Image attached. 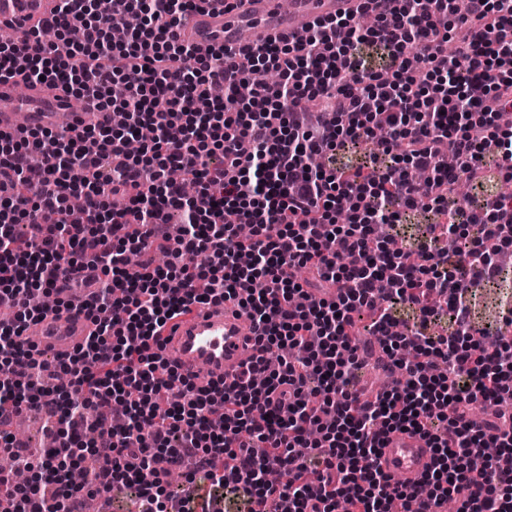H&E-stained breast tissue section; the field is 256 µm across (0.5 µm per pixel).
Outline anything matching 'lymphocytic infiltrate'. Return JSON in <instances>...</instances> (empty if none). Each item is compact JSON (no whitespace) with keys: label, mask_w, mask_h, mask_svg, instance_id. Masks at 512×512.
Returning <instances> with one entry per match:
<instances>
[{"label":"lymphocytic infiltrate","mask_w":512,"mask_h":512,"mask_svg":"<svg viewBox=\"0 0 512 512\" xmlns=\"http://www.w3.org/2000/svg\"><path fill=\"white\" fill-rule=\"evenodd\" d=\"M357 16L309 25L229 66L172 40L195 0H112L130 26L113 43L98 0H60L46 25L63 32L28 53L0 45V80L62 84L83 102L128 114L124 127L82 136L0 134V450L37 468L32 493L0 470V512H78L121 485L148 512H210L188 485L196 472L250 512H390L393 502L459 501L457 512H512V360L476 350L479 290L501 293L500 329L512 331V195L459 202L458 182L512 178V0H369ZM458 32L454 54L448 35ZM279 80L267 85L263 73ZM125 95L110 101L113 84ZM390 131L361 152L378 126ZM140 154L126 143L142 127ZM429 171L426 182L403 168ZM180 170L195 187L170 182ZM434 211L414 250L375 237L417 205ZM183 222L170 231L172 212ZM24 232H17V225ZM125 230L116 236L115 227ZM166 253L129 270L127 252ZM332 280L335 298L308 296L297 269ZM92 287L82 304L96 329L68 357L46 361L21 336L38 310L30 292ZM237 299L258 355L231 386L200 388L162 353L167 323L200 304ZM416 314L400 335L393 308ZM449 329H441V322ZM378 342L401 370L390 388L353 406L358 356ZM285 347L278 369L266 366ZM67 386H56L58 376ZM124 406L97 430L88 410ZM46 413L55 441L31 459L10 425ZM427 438L435 464L422 485L397 487L377 463L388 434ZM500 455L481 469L488 445ZM191 461L173 486L160 461ZM282 478L266 480L268 469Z\"/></svg>","instance_id":"obj_1"}]
</instances>
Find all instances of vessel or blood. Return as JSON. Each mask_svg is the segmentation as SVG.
<instances>
[{
  "label": "vessel or blood",
  "instance_id": "vessel-or-blood-1",
  "mask_svg": "<svg viewBox=\"0 0 512 512\" xmlns=\"http://www.w3.org/2000/svg\"><path fill=\"white\" fill-rule=\"evenodd\" d=\"M59 0H0V27L10 28L15 38L30 37L35 27L57 12ZM361 0H201L175 28L177 42L207 55L220 47H260L288 37L298 41L303 23L319 18L356 13ZM105 113L96 109L77 111L72 97L59 84L25 88L11 80L0 83V133L71 130L81 132L104 123ZM92 323L71 298L69 308L51 310L29 324L24 332L38 351L64 357L82 345ZM165 353L180 371L200 386L212 381L232 385L245 363L256 354L253 325L237 300L194 306L168 327ZM381 468L395 482L418 485L433 464V450L425 439L411 432L387 436L378 458Z\"/></svg>",
  "mask_w": 512,
  "mask_h": 512
}]
</instances>
